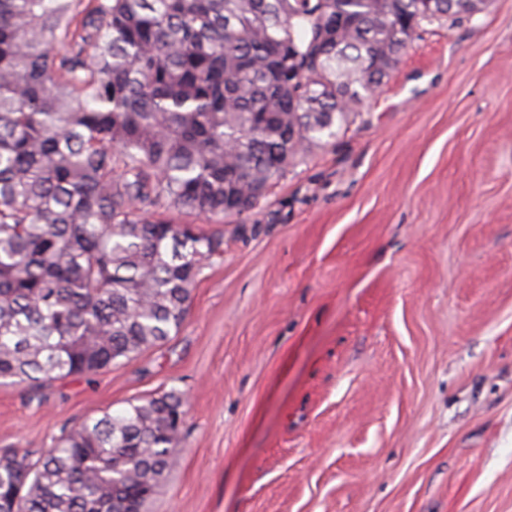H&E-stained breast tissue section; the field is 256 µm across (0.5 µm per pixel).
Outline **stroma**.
<instances>
[{"label": "stroma", "mask_w": 512, "mask_h": 512, "mask_svg": "<svg viewBox=\"0 0 512 512\" xmlns=\"http://www.w3.org/2000/svg\"><path fill=\"white\" fill-rule=\"evenodd\" d=\"M177 336L0 385L33 452L175 389L143 512H512V0L431 25L335 138L223 223Z\"/></svg>", "instance_id": "1"}]
</instances>
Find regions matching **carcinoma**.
I'll list each match as a JSON object with an SVG mask.
<instances>
[{
	"label": "carcinoma",
	"instance_id": "obj_1",
	"mask_svg": "<svg viewBox=\"0 0 512 512\" xmlns=\"http://www.w3.org/2000/svg\"><path fill=\"white\" fill-rule=\"evenodd\" d=\"M440 0H0V383L42 387L160 347L216 223L359 111ZM175 389L38 457L0 456V512H141L176 462Z\"/></svg>",
	"mask_w": 512,
	"mask_h": 512
}]
</instances>
